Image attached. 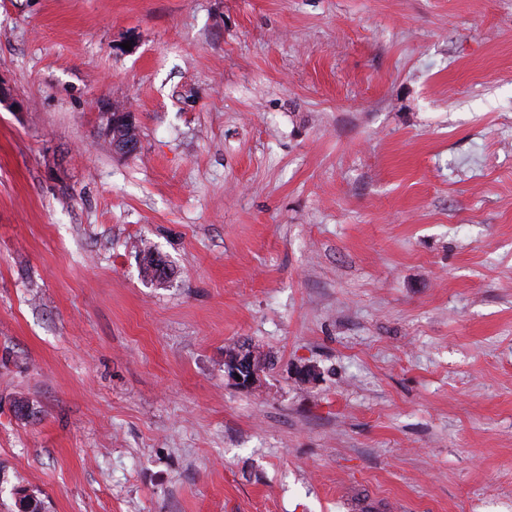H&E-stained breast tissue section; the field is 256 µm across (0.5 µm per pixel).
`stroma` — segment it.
I'll return each mask as SVG.
<instances>
[{
  "label": "stroma",
  "mask_w": 512,
  "mask_h": 512,
  "mask_svg": "<svg viewBox=\"0 0 512 512\" xmlns=\"http://www.w3.org/2000/svg\"><path fill=\"white\" fill-rule=\"evenodd\" d=\"M0 83V512H512V0H0ZM136 127L133 112H114L112 114V127L108 135L112 139L114 150L128 156L135 155L139 149V141L131 140L125 133ZM254 358L258 364L264 365L265 358L259 352L255 353L254 357L248 350L233 353V356L229 357L226 372L235 386L249 388L257 382L260 370L255 366ZM236 375H239L241 380H237Z\"/></svg>",
  "instance_id": "stroma-1"
}]
</instances>
